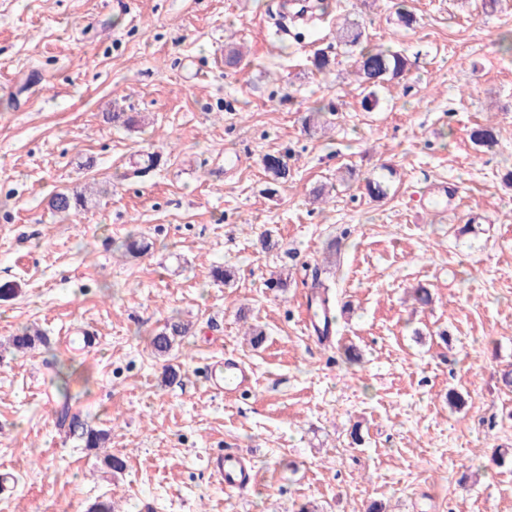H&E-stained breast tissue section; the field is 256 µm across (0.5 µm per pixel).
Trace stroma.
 Masks as SVG:
<instances>
[{"label": "stroma", "instance_id": "stroma-1", "mask_svg": "<svg viewBox=\"0 0 512 512\" xmlns=\"http://www.w3.org/2000/svg\"><path fill=\"white\" fill-rule=\"evenodd\" d=\"M281 2L0 0V284L19 287L0 300V472L15 478L0 512L101 498L114 512H512V460L494 461L512 449V0H406L411 30L396 0H329L325 22L285 41L271 36ZM347 19L411 62L371 112L339 42ZM232 45L246 51L236 67ZM327 46L322 75L309 57ZM117 106L140 125L108 123ZM316 107L324 124L305 128ZM487 121L493 151L469 139ZM146 152L162 159L143 172ZM267 154L290 169L274 195ZM387 166L389 195L369 198L365 178ZM439 183L449 203L428 194ZM84 187L85 209L48 210ZM131 233L150 250L126 254ZM266 233L276 249L261 250ZM218 266L234 279L215 281ZM318 278L337 310L328 346L303 329ZM173 315L192 333L157 355ZM26 325L47 345L14 351ZM73 329L96 347L62 346ZM228 352L253 368L252 392L210 387ZM64 409L109 430L105 446L69 437ZM224 448L252 458L256 485L229 494L212 478ZM108 453L125 470L109 473Z\"/></svg>", "mask_w": 512, "mask_h": 512}]
</instances>
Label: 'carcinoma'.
<instances>
[{"instance_id": "cac0c4a2", "label": "carcinoma", "mask_w": 512, "mask_h": 512, "mask_svg": "<svg viewBox=\"0 0 512 512\" xmlns=\"http://www.w3.org/2000/svg\"><path fill=\"white\" fill-rule=\"evenodd\" d=\"M367 38L365 26L360 22H346L340 27L339 40L356 55V73L364 86L365 95L362 107L365 111H373L379 103L377 89L387 82L403 76L410 67L409 59L398 50L390 48H370L363 45ZM470 137L479 147L492 149L498 145L495 127L490 124L475 128ZM263 169L269 178L266 191L273 195L277 187L288 178V163L281 155L267 154L262 159ZM88 204L86 192L61 191L49 200L50 208L63 216H67ZM191 327L180 318H171L163 330L153 336L151 345L160 356L169 354L177 339L190 333ZM44 334L38 329L23 327L12 336V345L17 350L32 349L38 343H45ZM69 432L86 448H101L109 438L108 431L96 429L78 416L73 415L69 421Z\"/></svg>"}]
</instances>
